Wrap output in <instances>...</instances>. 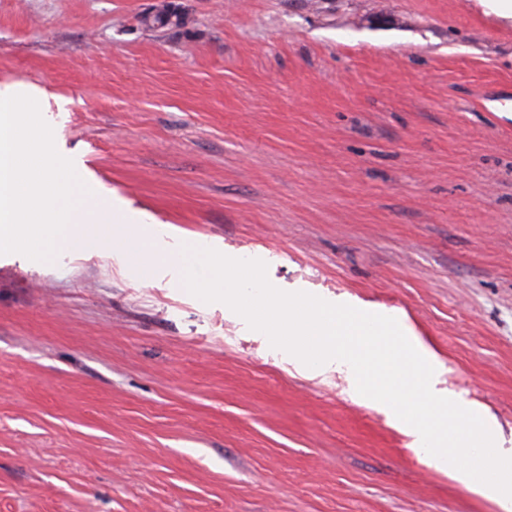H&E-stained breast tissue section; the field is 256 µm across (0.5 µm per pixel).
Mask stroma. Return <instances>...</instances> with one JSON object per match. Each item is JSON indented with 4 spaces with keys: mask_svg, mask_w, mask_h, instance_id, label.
I'll return each mask as SVG.
<instances>
[{
    "mask_svg": "<svg viewBox=\"0 0 512 512\" xmlns=\"http://www.w3.org/2000/svg\"><path fill=\"white\" fill-rule=\"evenodd\" d=\"M0 0V91L115 205L405 314L512 448V18L479 0ZM171 268L0 255V512H501Z\"/></svg>",
    "mask_w": 512,
    "mask_h": 512,
    "instance_id": "obj_1",
    "label": "stroma"
}]
</instances>
